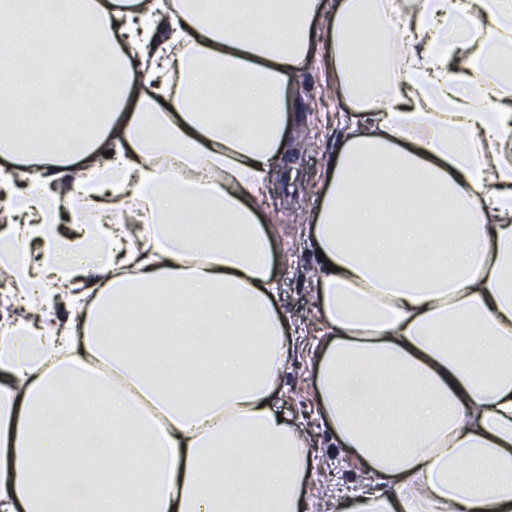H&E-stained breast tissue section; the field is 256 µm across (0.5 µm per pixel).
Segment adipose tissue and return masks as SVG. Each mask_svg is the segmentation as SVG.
Masks as SVG:
<instances>
[{"mask_svg":"<svg viewBox=\"0 0 512 512\" xmlns=\"http://www.w3.org/2000/svg\"><path fill=\"white\" fill-rule=\"evenodd\" d=\"M41 3L92 23L59 109L0 84V512H133V458L145 512H305L262 201L311 63L360 119L310 216L317 410L376 482L338 508L512 512V0Z\"/></svg>","mask_w":512,"mask_h":512,"instance_id":"ef3b65f1","label":"adipose tissue"}]
</instances>
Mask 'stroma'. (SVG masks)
<instances>
[{
  "label": "stroma",
  "instance_id": "stroma-1",
  "mask_svg": "<svg viewBox=\"0 0 512 512\" xmlns=\"http://www.w3.org/2000/svg\"><path fill=\"white\" fill-rule=\"evenodd\" d=\"M299 137L281 170L267 185L263 205L277 224L281 256L278 308L285 317L289 355L279 375L276 410L308 429L311 459L308 489L316 512H336L337 493L369 486L371 478L343 454L329 427L319 425L314 399L315 350L320 341L310 277L318 257L309 219L320 202L324 165L352 123L353 114L329 91L324 71L302 75L297 105Z\"/></svg>",
  "mask_w": 512,
  "mask_h": 512
}]
</instances>
